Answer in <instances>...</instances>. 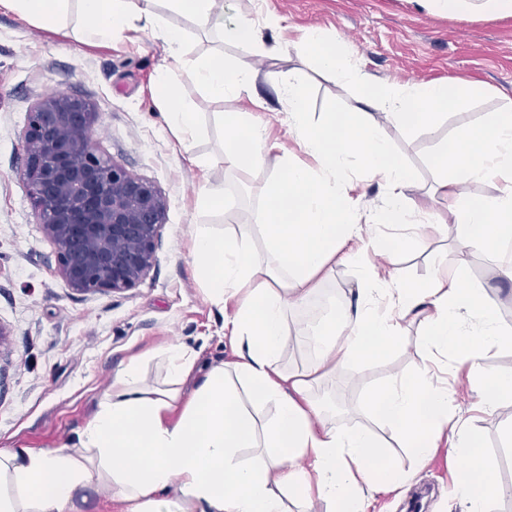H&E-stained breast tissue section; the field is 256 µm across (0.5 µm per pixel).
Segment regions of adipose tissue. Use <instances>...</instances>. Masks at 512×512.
Listing matches in <instances>:
<instances>
[{"label":"adipose tissue","mask_w":512,"mask_h":512,"mask_svg":"<svg viewBox=\"0 0 512 512\" xmlns=\"http://www.w3.org/2000/svg\"><path fill=\"white\" fill-rule=\"evenodd\" d=\"M219 2L0 0V11L37 25L75 24L81 39L92 43L112 42L144 23L186 80L215 98L244 94L258 103L259 72L250 63L220 55L183 63V35L170 22L174 14L224 40L258 45L254 23L244 18L225 25ZM297 49L337 83L358 85L363 94L353 111L330 112L315 123L305 83L291 77L281 85L288 126L309 160L282 158V170L266 190L260 224L266 262L256 258L250 225L234 236L201 231L194 237L207 299L217 305L228 295L238 299L225 323L236 346L234 360L211 365L185 401L179 387L195 371L194 350L180 343L163 349L169 388L146 385L139 364L130 363L114 376L75 439L56 448H0V512H78L90 488L110 491L126 503V512H286L287 492L306 501L324 498L328 512H364L367 491L407 483L411 475L388 461L371 431L336 426L311 392L345 365L394 351L409 317L421 318L420 342L429 354L466 367L487 413L512 402V373H492L483 365L491 348L512 344V329L498 321L485 289L462 285L473 252L491 254L512 278V104L487 113L476 129L441 141L433 155L437 190L457 216L461 241L449 270L421 283L384 277L358 266V252L350 247L361 229L347 182L357 175L383 183L387 199L372 223H405L404 191L412 173L392 151L385 124L429 128L437 115L481 88L461 80L376 84L348 43L318 31ZM161 97L171 132L190 150L197 119L182 100L180 83L162 80ZM222 123L228 133L219 158L224 167L247 170L264 163L265 130L251 113H223ZM465 182L495 184L496 193L468 198L461 190ZM335 261L355 266L356 286L339 312H328L316 328L322 342L307 368L286 370V307L306 303ZM232 375L246 384L251 407L275 405L265 428H258L251 407L229 385ZM457 394L456 386L435 383L424 366L415 376L376 388L371 404L417 461L450 436L466 461L467 477L459 484L463 512H486L498 489L485 478L483 450L457 412ZM261 437L268 454L242 460L241 449L256 447Z\"/></svg>","instance_id":"1"}]
</instances>
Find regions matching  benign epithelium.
I'll return each mask as SVG.
<instances>
[{
	"instance_id": "obj_1",
	"label": "benign epithelium",
	"mask_w": 512,
	"mask_h": 512,
	"mask_svg": "<svg viewBox=\"0 0 512 512\" xmlns=\"http://www.w3.org/2000/svg\"><path fill=\"white\" fill-rule=\"evenodd\" d=\"M95 116L81 99L40 102L28 117L23 178L62 278L80 293H119L154 266L167 204L153 182L98 152Z\"/></svg>"
}]
</instances>
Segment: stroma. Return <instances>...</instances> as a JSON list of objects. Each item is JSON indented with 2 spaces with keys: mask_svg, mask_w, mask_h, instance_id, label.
Returning a JSON list of instances; mask_svg holds the SVG:
<instances>
[{
  "mask_svg": "<svg viewBox=\"0 0 512 512\" xmlns=\"http://www.w3.org/2000/svg\"><path fill=\"white\" fill-rule=\"evenodd\" d=\"M277 14L279 28L266 27ZM251 19L258 28L260 51L202 34L184 17L173 22L184 31L186 60L223 54L225 60H247L259 71L258 91L267 108L254 111L266 127L272 150L263 165L247 171L199 167V160L220 154L225 133L222 112H242L246 98L215 99L179 69L171 76L182 84L186 105L197 114L201 130L191 153H184L169 130L157 81L166 57L162 41L143 30L109 45L80 41L74 26L38 27L13 14L0 13V325L10 336L0 346V448L20 444L55 448L90 418L117 371L136 361L146 382L166 376L161 350L180 342L199 353L197 365L231 360L234 348L224 320L234 300L210 304L192 254V236L205 229L216 236L238 233L252 225V245L259 261L267 255L257 224L266 187L282 157L305 155L281 112L276 89L289 75L304 78L309 109L323 119L334 109L353 107L357 87L337 84L292 43L311 30L348 41L365 69L381 83H427L464 79L485 88L437 118L428 130L386 128L393 152L413 174L406 195L417 208L435 212L438 228H425L427 247L417 244L411 225H364L361 246L367 255L393 236L406 244L394 256L402 278L421 282L441 256L459 246L455 214L443 195L434 193L437 174L431 156L438 141L478 125L496 111L503 96L512 97V18L479 12L457 16L420 7L416 0H224V20ZM65 95L86 100L96 114L93 138L100 151L133 176L155 183L166 199L167 220L160 229L156 260L149 274L121 293L80 294L56 268V247L43 233L22 179L24 132L28 115L47 97ZM224 189V208H204L202 185ZM471 283L483 287L500 322L512 328V280L498 261L484 252L468 262ZM315 301L286 312L290 342L283 365L303 368L310 355L302 324ZM420 320L404 324L402 346L389 354L340 370L325 379L314 399L335 401L341 427L367 426L378 433L390 456L412 470L411 481L396 489L369 494L366 512H407L416 492H423L421 512H461L454 491L461 461L449 439L421 466L399 445L395 432L381 425L367 405L371 391L391 378L415 374L426 355L419 343ZM458 413L479 435L489 477L501 492L490 512H512V443L504 428L512 405L488 414L476 409V392L466 375L458 377Z\"/></svg>",
  "mask_w": 512,
  "mask_h": 512,
  "instance_id": "stroma-1",
  "label": "stroma"
}]
</instances>
